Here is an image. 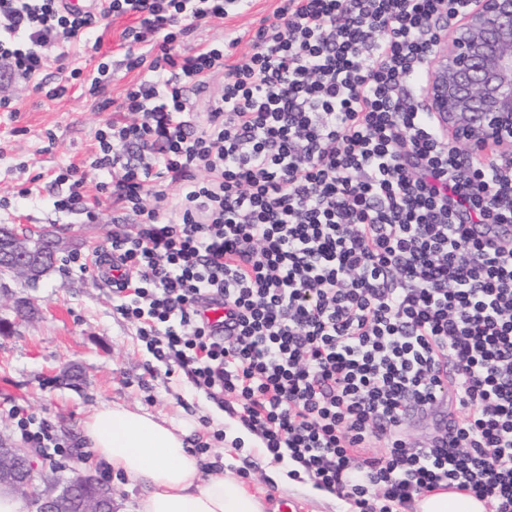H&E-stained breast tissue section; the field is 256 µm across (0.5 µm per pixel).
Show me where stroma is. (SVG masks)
<instances>
[{"instance_id": "35a3bbf8", "label": "stroma", "mask_w": 512, "mask_h": 512, "mask_svg": "<svg viewBox=\"0 0 512 512\" xmlns=\"http://www.w3.org/2000/svg\"><path fill=\"white\" fill-rule=\"evenodd\" d=\"M277 0H250L229 13L223 26L197 33V40L251 33L271 14ZM18 110L0 112V225L51 233L62 249L54 266L36 283L6 278L0 290V437L16 432L5 410L28 405L72 447H86L82 424L105 404L119 403L189 430L190 444L208 443L203 469L222 468L262 497L269 512L281 500L300 503L302 512H344L343 499L326 500L322 490L292 463H275L260 437L229 440L238 415L195 388L182 370L167 371L139 337V326L116 309L118 300L102 272L80 270L74 255L107 252L113 234L135 232L112 221L118 207L104 202L98 221L54 210L53 174L91 154L106 115L92 100L74 95L52 101L22 79L0 81V97ZM32 187L31 199L18 190Z\"/></svg>"}]
</instances>
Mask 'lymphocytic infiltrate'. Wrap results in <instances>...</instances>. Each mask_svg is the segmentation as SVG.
Segmentation results:
<instances>
[{"label":"lymphocytic infiltrate","instance_id":"1","mask_svg":"<svg viewBox=\"0 0 512 512\" xmlns=\"http://www.w3.org/2000/svg\"><path fill=\"white\" fill-rule=\"evenodd\" d=\"M459 2L278 0L236 61L239 37L190 39L238 0H104L96 15L0 0V77L51 100L80 88L107 115L53 207L93 222L107 199L135 225L111 241L118 311L355 512L443 482L512 512V155L445 138L417 80ZM123 16L137 78L116 100L98 31ZM75 44L92 72L68 66ZM212 296L230 334L199 315ZM440 407L414 447L408 423ZM8 416L30 447L70 456L28 406Z\"/></svg>","mask_w":512,"mask_h":512}]
</instances>
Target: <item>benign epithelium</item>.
<instances>
[{"label":"benign epithelium","instance_id":"7a95c632","mask_svg":"<svg viewBox=\"0 0 512 512\" xmlns=\"http://www.w3.org/2000/svg\"><path fill=\"white\" fill-rule=\"evenodd\" d=\"M458 16L429 48L428 111L452 140L512 152V0H466ZM33 469L26 449L0 443V488L40 512H112V484L98 476L39 490Z\"/></svg>","mask_w":512,"mask_h":512}]
</instances>
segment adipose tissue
Returning <instances> with one entry per match:
<instances>
[{
  "instance_id": "obj_1",
  "label": "adipose tissue",
  "mask_w": 512,
  "mask_h": 512,
  "mask_svg": "<svg viewBox=\"0 0 512 512\" xmlns=\"http://www.w3.org/2000/svg\"><path fill=\"white\" fill-rule=\"evenodd\" d=\"M97 461L144 494L139 512H266L242 482L213 470L201 472L184 433L166 421L120 404L96 410L83 423ZM414 512H487L483 501L457 486L414 497Z\"/></svg>"
}]
</instances>
